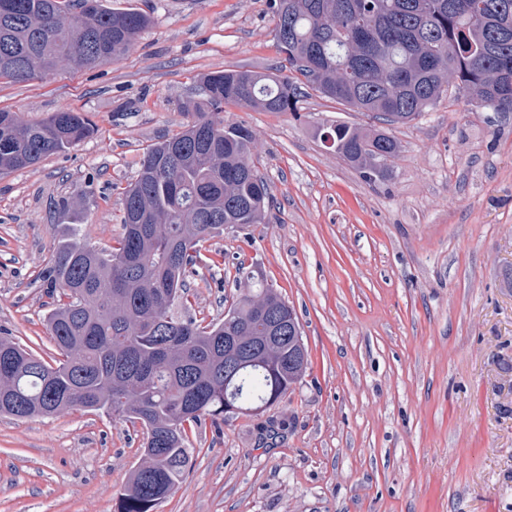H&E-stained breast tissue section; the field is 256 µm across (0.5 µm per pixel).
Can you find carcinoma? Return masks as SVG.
Masks as SVG:
<instances>
[{
  "instance_id": "cac0c4a2",
  "label": "carcinoma",
  "mask_w": 512,
  "mask_h": 512,
  "mask_svg": "<svg viewBox=\"0 0 512 512\" xmlns=\"http://www.w3.org/2000/svg\"><path fill=\"white\" fill-rule=\"evenodd\" d=\"M289 74L225 70L202 76L201 99L180 130L149 146L123 192V237L97 248L81 224L55 246L45 328L55 364L0 336V413L54 418L75 409L139 424L144 442L115 512H156L182 488L193 454L187 427L249 415L282 401L308 365L299 334L266 339L264 312L295 311L250 271L224 320L188 314L187 275L201 243L224 226L262 224L268 191L251 164L253 135L224 125V105L294 110L298 84L380 125H322L363 177H383L399 150L390 127L415 119L453 86L470 110L512 112V0H272ZM150 16L103 0H0V81H27L65 64L110 63L129 52ZM211 136L201 143L197 126ZM85 113L38 122L0 111V175L87 139Z\"/></svg>"
}]
</instances>
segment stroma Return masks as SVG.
Listing matches in <instances>:
<instances>
[{"mask_svg":"<svg viewBox=\"0 0 512 512\" xmlns=\"http://www.w3.org/2000/svg\"><path fill=\"white\" fill-rule=\"evenodd\" d=\"M150 14L118 61L0 84L35 122L95 133L0 177V336L54 362L41 275L69 225L112 245L147 147L178 129L200 76L285 68L269 0H105ZM369 117L306 90L291 112L234 104L268 186L264 223L203 243L191 314L223 319L238 266L295 310L309 364L263 415L193 429L182 489L156 512H512V112L449 94L392 126L386 178L321 142ZM140 427L87 411L0 415V512H113Z\"/></svg>","mask_w":512,"mask_h":512,"instance_id":"35a3bbf8","label":"stroma"}]
</instances>
